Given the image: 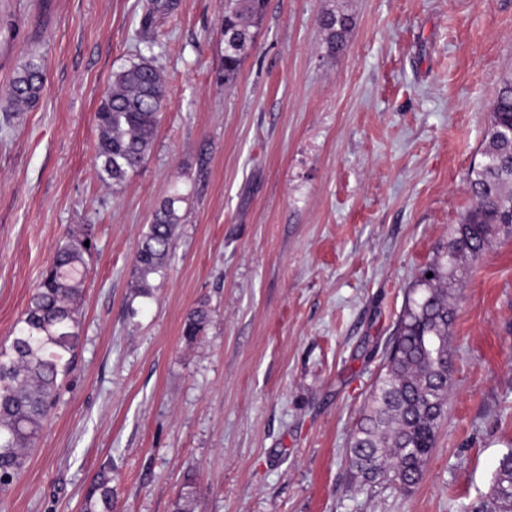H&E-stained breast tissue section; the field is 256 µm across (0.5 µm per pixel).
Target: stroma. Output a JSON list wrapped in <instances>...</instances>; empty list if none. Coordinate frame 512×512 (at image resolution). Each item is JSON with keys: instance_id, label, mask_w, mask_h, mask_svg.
<instances>
[{"instance_id": "obj_1", "label": "stroma", "mask_w": 512, "mask_h": 512, "mask_svg": "<svg viewBox=\"0 0 512 512\" xmlns=\"http://www.w3.org/2000/svg\"><path fill=\"white\" fill-rule=\"evenodd\" d=\"M0 0V113L39 57L37 103L0 134V346L70 229L93 227L75 370L0 512H470L512 448V239L453 296L448 417L411 491L346 468L405 294L469 205L465 176L512 69V0H267L237 82L224 0ZM355 27L327 55L318 15ZM168 87L148 161L97 178L94 113L134 51ZM179 194L168 266L134 253ZM209 312L187 340V314ZM112 468L103 467L83 500L82 512H112Z\"/></svg>"}]
</instances>
